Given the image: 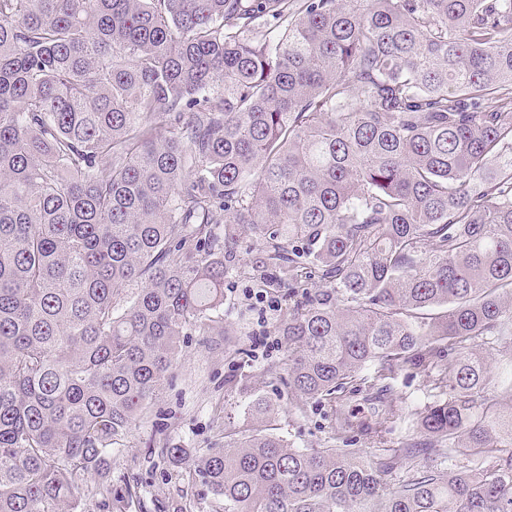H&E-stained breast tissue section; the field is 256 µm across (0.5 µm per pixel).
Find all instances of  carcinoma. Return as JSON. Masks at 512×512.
I'll use <instances>...</instances> for the list:
<instances>
[{
    "label": "carcinoma",
    "instance_id": "1",
    "mask_svg": "<svg viewBox=\"0 0 512 512\" xmlns=\"http://www.w3.org/2000/svg\"><path fill=\"white\" fill-rule=\"evenodd\" d=\"M245 230L297 411L369 369L439 394L388 490L240 377L257 425L194 469L224 512H512V379L474 349L512 348V0H0V512L112 496L181 337L227 334ZM478 344H480V346L478 347L480 351H490L491 353H493V356L495 357L493 367L496 368H494V374L486 388L487 393L492 394L496 391L497 386L500 384L501 380L497 376L498 367L500 371L502 367H505L506 363L509 362L510 364V354L508 351L499 352L503 348H501L502 346L498 345L497 343H494L493 339H481Z\"/></svg>",
    "mask_w": 512,
    "mask_h": 512
}]
</instances>
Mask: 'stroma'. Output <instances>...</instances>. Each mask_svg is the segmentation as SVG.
<instances>
[{"mask_svg": "<svg viewBox=\"0 0 512 512\" xmlns=\"http://www.w3.org/2000/svg\"><path fill=\"white\" fill-rule=\"evenodd\" d=\"M259 287L257 280L243 276L224 284L221 313L234 333L232 343L220 336L182 337L170 384L112 451L108 479L113 493L135 492L146 512H221L222 502L204 484L189 479L188 473L194 470L202 449L223 443L225 427L243 430L252 426L243 398L229 386L243 374L250 375L253 385L276 401L272 428L290 447L307 451L330 447L342 412L355 413L365 425L376 426L382 406L390 401L401 407L403 415L385 443L375 445L361 438L357 448L372 458H388L396 449L427 443V436L415 430L413 420L431 400L430 379L415 369L394 370L374 389L356 379L337 392L335 401H312L304 413H295L284 385L285 371H267L269 364L281 363L283 348L275 347L261 357L254 354L259 333L277 323L276 316L262 317L247 299L246 290ZM168 446L185 449L179 466L170 465L163 455Z\"/></svg>", "mask_w": 512, "mask_h": 512, "instance_id": "stroma-1", "label": "stroma"}]
</instances>
